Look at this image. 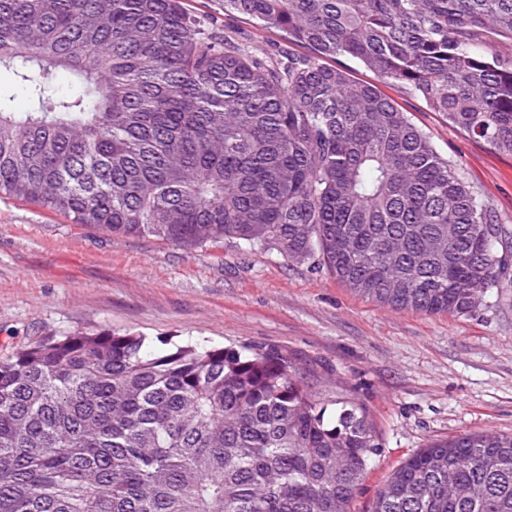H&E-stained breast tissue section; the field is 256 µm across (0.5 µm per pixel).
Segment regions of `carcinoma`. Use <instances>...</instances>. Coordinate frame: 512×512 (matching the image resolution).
<instances>
[{
    "label": "carcinoma",
    "instance_id": "obj_1",
    "mask_svg": "<svg viewBox=\"0 0 512 512\" xmlns=\"http://www.w3.org/2000/svg\"><path fill=\"white\" fill-rule=\"evenodd\" d=\"M0 0V195L186 249L242 241L395 310L466 315L506 279L492 208L380 81L512 156V0ZM66 70L82 93L55 92ZM109 330L0 360V512H350L381 443L273 350ZM368 512H512V434L410 455ZM183 2L184 7L190 12L209 14L219 24H224L226 28L233 30L247 46L270 48L276 45L293 52H304V49L296 45L288 47V42L282 33L261 27L254 20L244 16H224L219 0H183ZM0 89L2 98L6 99L15 112H25L29 108L26 93L18 86L9 72H0Z\"/></svg>",
    "mask_w": 512,
    "mask_h": 512
}]
</instances>
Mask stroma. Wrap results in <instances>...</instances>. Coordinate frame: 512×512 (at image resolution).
I'll list each match as a JSON object with an SVG mask.
<instances>
[{
	"label": "stroma",
	"mask_w": 512,
	"mask_h": 512,
	"mask_svg": "<svg viewBox=\"0 0 512 512\" xmlns=\"http://www.w3.org/2000/svg\"><path fill=\"white\" fill-rule=\"evenodd\" d=\"M250 47L280 32L225 15L219 0H183ZM352 79L379 84L512 232V156L495 153L419 98L378 83L357 59ZM133 332L148 341L249 345L289 358L325 405L365 406L382 446L351 512H366L386 477L430 442L512 433V284L462 316L399 311L351 293L326 272L231 241L185 249L120 237L0 197V358L49 336Z\"/></svg>",
	"instance_id": "1"
}]
</instances>
